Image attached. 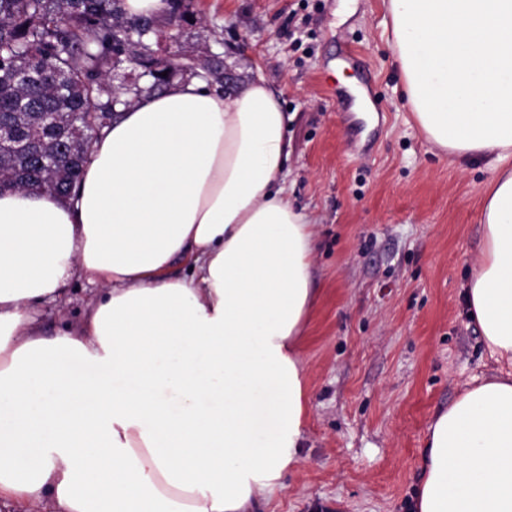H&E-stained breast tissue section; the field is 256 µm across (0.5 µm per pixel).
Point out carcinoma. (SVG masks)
<instances>
[{"mask_svg":"<svg viewBox=\"0 0 512 512\" xmlns=\"http://www.w3.org/2000/svg\"><path fill=\"white\" fill-rule=\"evenodd\" d=\"M151 20L124 0H0V117L27 148L0 153V192L65 195L80 180L102 132L118 117L106 69L139 56ZM148 58L152 83L128 91L130 104L163 92L177 67L193 78L194 52Z\"/></svg>","mask_w":512,"mask_h":512,"instance_id":"cac0c4a2","label":"carcinoma"}]
</instances>
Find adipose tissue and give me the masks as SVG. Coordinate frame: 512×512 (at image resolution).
Here are the masks:
<instances>
[{"label": "adipose tissue", "mask_w": 512, "mask_h": 512, "mask_svg": "<svg viewBox=\"0 0 512 512\" xmlns=\"http://www.w3.org/2000/svg\"><path fill=\"white\" fill-rule=\"evenodd\" d=\"M388 4L422 133L494 174L465 296L499 370L430 423L414 512H512V0ZM285 130L264 78L178 83L123 108L68 197L0 194V502L252 512L282 490L317 298ZM76 277L100 296L44 336L34 305Z\"/></svg>", "instance_id": "ef3b65f1"}]
</instances>
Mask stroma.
<instances>
[{"label": "stroma", "mask_w": 512, "mask_h": 512, "mask_svg": "<svg viewBox=\"0 0 512 512\" xmlns=\"http://www.w3.org/2000/svg\"><path fill=\"white\" fill-rule=\"evenodd\" d=\"M154 48L263 76L286 113L281 184L316 226L318 303L302 358L299 462L257 512H410L432 419L496 373L464 286L478 256L484 159L428 142L407 103L386 0H186ZM36 304L47 333L99 294Z\"/></svg>", "instance_id": "obj_1"}]
</instances>
